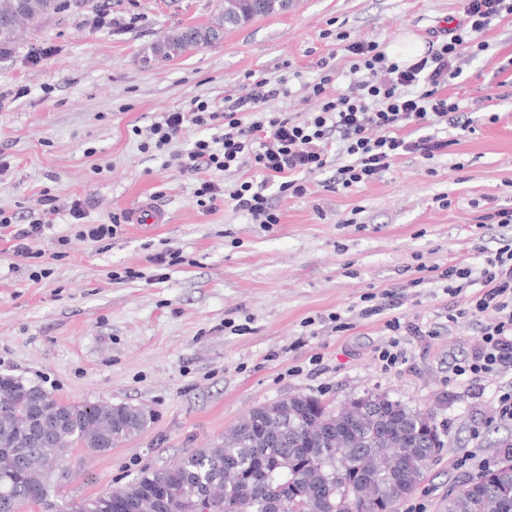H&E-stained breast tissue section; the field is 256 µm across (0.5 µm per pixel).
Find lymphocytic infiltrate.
Returning a JSON list of instances; mask_svg holds the SVG:
<instances>
[{"label": "lymphocytic infiltrate", "mask_w": 512, "mask_h": 512, "mask_svg": "<svg viewBox=\"0 0 512 512\" xmlns=\"http://www.w3.org/2000/svg\"><path fill=\"white\" fill-rule=\"evenodd\" d=\"M462 12L423 56L404 66L389 61L376 40L342 43L352 77L347 90L336 89L335 65L321 60L318 77L305 86L321 108L303 119L268 110L269 102L289 96L290 90L286 79L258 75L249 91L227 99L224 109L196 99L188 111L166 113L152 124L151 140L141 148L162 151L187 127L223 125V134L197 139L177 153L178 167L195 176L199 205L229 199L258 224L280 221L265 193L267 181L277 180L280 193L302 198L310 192L307 176L330 166L337 185L349 190L373 183L403 155L425 162L447 155L452 141L439 135L438 125L464 131L469 125L459 118L457 98L445 89L461 74L459 60L487 50L481 36L494 21L512 16V0H463ZM246 166L261 172L264 183L244 181L227 188L210 177ZM438 277L452 283L453 293L473 291L468 307L449 310V321L468 318L480 326L476 347L455 365L456 376L477 381L512 372V237L481 268L451 264Z\"/></svg>", "instance_id": "1"}]
</instances>
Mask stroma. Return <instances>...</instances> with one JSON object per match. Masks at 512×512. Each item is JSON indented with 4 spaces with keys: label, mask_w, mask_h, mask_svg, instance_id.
I'll list each match as a JSON object with an SVG mask.
<instances>
[{
    "label": "stroma",
    "mask_w": 512,
    "mask_h": 512,
    "mask_svg": "<svg viewBox=\"0 0 512 512\" xmlns=\"http://www.w3.org/2000/svg\"><path fill=\"white\" fill-rule=\"evenodd\" d=\"M223 9L224 0H87L24 23L19 44L0 56V209L18 224L52 214L32 256L0 240V374L63 401L125 403L151 416L131 441L74 453L49 507L28 512L125 487L220 442L257 406L305 394L336 408L369 393L434 413L445 446L398 512H443L449 487L512 445V424L492 420L512 374H453L479 327L446 320L468 297L446 294L433 273L482 267L505 233L479 222L512 207V18L493 24L488 50L464 58L448 83L472 122L449 129L458 140L450 155L428 166L403 156L349 191L332 189V167L308 176L303 198L268 186L280 215L269 225L229 200L199 206L193 176L141 151L149 126L197 98L223 107L246 92L251 72L287 79L291 96L268 108L303 117L318 107L303 86L336 52V33L384 50L407 34L425 44L430 30L460 19V0H291L286 13L217 43L142 62L143 48L170 29L211 24ZM443 194L449 207L435 201ZM75 201L83 224L144 204L165 221L148 232L121 224L97 242L74 224ZM165 252L180 264H154ZM371 294L393 296L397 310L363 318ZM335 314L349 330L337 331ZM395 314L423 333L403 334L407 361L387 369L378 350Z\"/></svg>",
    "instance_id": "obj_1"
}]
</instances>
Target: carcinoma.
<instances>
[{"label":"carcinoma","mask_w":512,"mask_h":512,"mask_svg":"<svg viewBox=\"0 0 512 512\" xmlns=\"http://www.w3.org/2000/svg\"><path fill=\"white\" fill-rule=\"evenodd\" d=\"M232 11L213 25L186 26L151 46L169 59L219 41L225 29L259 16L288 11L290 0H231ZM65 0H0V56L14 49L20 24L56 13ZM354 414L336 411L304 394L264 404L242 418L224 442L186 453L173 465L145 473L130 485L62 505V512H133L131 504L159 498L158 512H181L184 496L208 512H397L424 479L445 442L432 414L411 410L384 394L351 401ZM148 422L145 409L127 404H71L38 386L0 377V512L42 504L49 471L33 469L42 454L33 431L56 447L97 453L137 437ZM387 450L385 464L363 462ZM446 512H512V452L493 468L448 490Z\"/></svg>","instance_id":"1"}]
</instances>
